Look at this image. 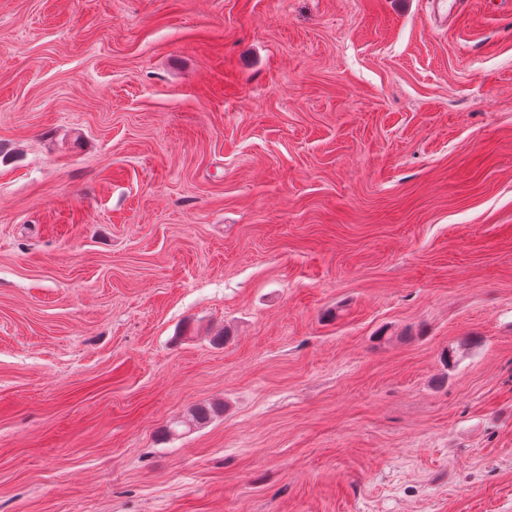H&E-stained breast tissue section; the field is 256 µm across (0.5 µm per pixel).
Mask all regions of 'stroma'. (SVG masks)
<instances>
[{
    "instance_id": "stroma-1",
    "label": "stroma",
    "mask_w": 512,
    "mask_h": 512,
    "mask_svg": "<svg viewBox=\"0 0 512 512\" xmlns=\"http://www.w3.org/2000/svg\"><path fill=\"white\" fill-rule=\"evenodd\" d=\"M0 512H512V0H0Z\"/></svg>"
}]
</instances>
